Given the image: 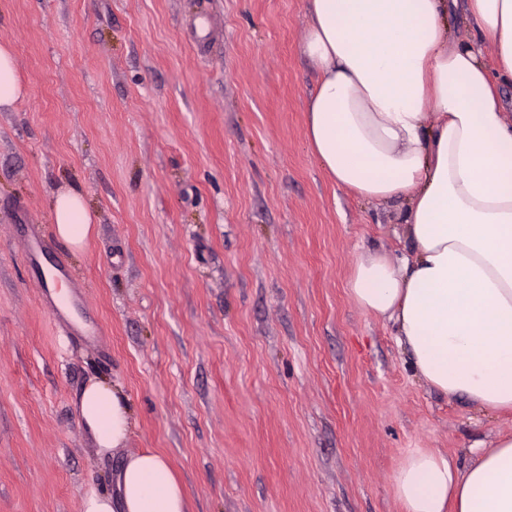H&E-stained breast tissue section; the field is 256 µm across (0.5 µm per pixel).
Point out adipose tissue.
I'll list each match as a JSON object with an SVG mask.
<instances>
[{
  "label": "adipose tissue",
  "instance_id": "obj_1",
  "mask_svg": "<svg viewBox=\"0 0 512 512\" xmlns=\"http://www.w3.org/2000/svg\"><path fill=\"white\" fill-rule=\"evenodd\" d=\"M464 5L491 46L446 41ZM302 50L318 73L306 105L312 153L337 185L401 200L409 256L361 253L349 284L363 310L396 327L434 390L489 411L512 410V0H308ZM55 233L81 248L92 216L80 193L55 200ZM81 422L98 448L121 447L132 416L110 383L88 384ZM462 465L413 448L394 475L404 512H512V434L471 447ZM118 497L90 494L84 512H187L167 459L129 455Z\"/></svg>",
  "mask_w": 512,
  "mask_h": 512
}]
</instances>
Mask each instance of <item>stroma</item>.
Masks as SVG:
<instances>
[{
    "instance_id": "35a3bbf8",
    "label": "stroma",
    "mask_w": 512,
    "mask_h": 512,
    "mask_svg": "<svg viewBox=\"0 0 512 512\" xmlns=\"http://www.w3.org/2000/svg\"><path fill=\"white\" fill-rule=\"evenodd\" d=\"M306 4L0 0L25 86L0 108V512H83L145 448L188 512H402L408 449L464 464L512 432L432 389L348 293L362 250L411 242L402 202L337 186L308 148ZM68 187L93 217L79 252L53 230ZM60 258L100 346L44 297ZM95 380L133 417L107 453L80 421Z\"/></svg>"
}]
</instances>
